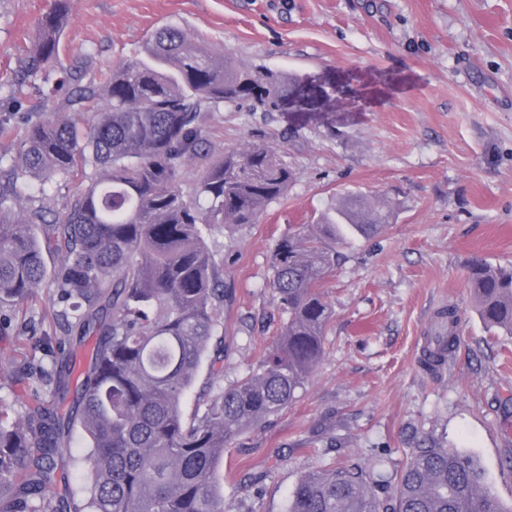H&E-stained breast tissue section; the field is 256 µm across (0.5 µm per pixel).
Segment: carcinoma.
<instances>
[{"label":"carcinoma","instance_id":"obj_1","mask_svg":"<svg viewBox=\"0 0 512 512\" xmlns=\"http://www.w3.org/2000/svg\"><path fill=\"white\" fill-rule=\"evenodd\" d=\"M70 0H50L39 20L28 69L60 58ZM298 77L250 72L177 25L149 40L145 58L109 73L106 96L90 83L79 108L46 112L21 141L15 170L43 184L77 178L81 189L48 220L45 207L21 205L14 179L0 185V310L18 311L50 280L60 335L35 347L50 357L14 362L15 377L37 379L69 410L39 407L12 416L0 403V512H224L218 467L247 427L288 407L324 353L332 311L321 291L339 248L369 240L393 223L381 195L350 192L313 224L278 239L270 286L280 314L276 339L243 379L210 386L203 411L184 402L205 360L222 371L223 268L201 225L255 224L284 196L293 171L265 141L213 155L202 113L224 105L273 112ZM205 164L192 190L180 173ZM58 263L48 269L45 254ZM478 314L493 333L512 336V266L472 264ZM458 318L438 311L428 360L457 344ZM95 337L82 380L67 345ZM85 453L71 457L78 484L49 496L75 423ZM288 512H512L488 488L479 462L456 448L420 447L395 484L350 464L302 476Z\"/></svg>","mask_w":512,"mask_h":512}]
</instances>
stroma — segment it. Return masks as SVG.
Segmentation results:
<instances>
[{
  "label": "stroma",
  "instance_id": "1",
  "mask_svg": "<svg viewBox=\"0 0 512 512\" xmlns=\"http://www.w3.org/2000/svg\"><path fill=\"white\" fill-rule=\"evenodd\" d=\"M46 8L0 0V122L14 131L0 139L4 177L43 103L62 104L75 83L140 58L165 24L242 67L344 97L297 92L274 112L202 115L212 151L261 138L294 171L258 223L202 229L224 264L221 385L243 378L276 337L270 264L287 225L350 191L396 205L394 223L343 247L323 280L333 316L304 391L225 449L224 512H287L301 476L339 461L394 480L421 444L479 459L511 506L512 337L486 329L467 274L477 260L512 264V0H71L59 63L30 76ZM448 305L458 347L430 370V318ZM31 351L25 334H0V401L16 413L51 400L38 380L5 374Z\"/></svg>",
  "mask_w": 512,
  "mask_h": 512
}]
</instances>
